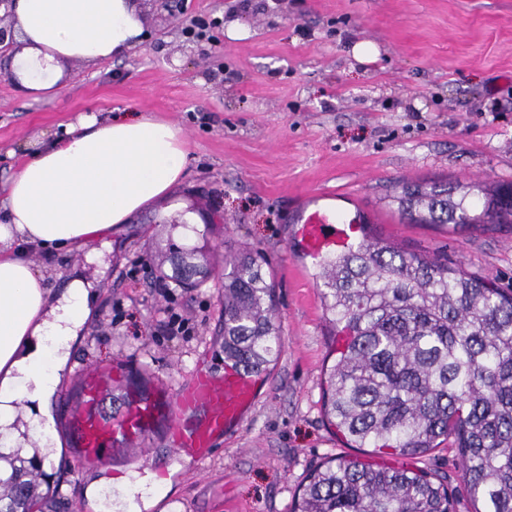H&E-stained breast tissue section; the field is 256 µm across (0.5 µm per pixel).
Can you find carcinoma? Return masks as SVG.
Listing matches in <instances>:
<instances>
[{
  "instance_id": "1",
  "label": "carcinoma",
  "mask_w": 512,
  "mask_h": 512,
  "mask_svg": "<svg viewBox=\"0 0 512 512\" xmlns=\"http://www.w3.org/2000/svg\"><path fill=\"white\" fill-rule=\"evenodd\" d=\"M415 224L466 228L512 224V183L474 200L436 186L404 190ZM184 248L175 287L210 276ZM318 278L332 352L325 413L354 448L416 456L448 442L458 449L473 500L512 512V289L488 276L365 235L325 254ZM281 353L273 288L255 256L224 259V360L263 371ZM39 451L0 450V512H44L48 474ZM292 512H456L448 488L405 464L336 458L306 477Z\"/></svg>"
}]
</instances>
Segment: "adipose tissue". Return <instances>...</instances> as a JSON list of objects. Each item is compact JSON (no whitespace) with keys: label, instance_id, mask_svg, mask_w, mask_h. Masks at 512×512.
<instances>
[{"label":"adipose tissue","instance_id":"obj_1","mask_svg":"<svg viewBox=\"0 0 512 512\" xmlns=\"http://www.w3.org/2000/svg\"><path fill=\"white\" fill-rule=\"evenodd\" d=\"M22 53L12 59L21 85L56 91L65 60L98 62L129 54L142 41L135 0H13ZM176 125L141 113L84 116L43 141L0 183V447L24 435L54 447L52 400L90 315L91 285L70 278L61 290L32 259L91 243L166 199L186 171Z\"/></svg>","mask_w":512,"mask_h":512}]
</instances>
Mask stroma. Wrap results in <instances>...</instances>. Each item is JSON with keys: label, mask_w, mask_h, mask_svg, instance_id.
Masks as SVG:
<instances>
[{"label": "stroma", "mask_w": 512, "mask_h": 512, "mask_svg": "<svg viewBox=\"0 0 512 512\" xmlns=\"http://www.w3.org/2000/svg\"><path fill=\"white\" fill-rule=\"evenodd\" d=\"M150 0L139 7L146 38L128 55L68 62L54 95L27 93L0 61V181L62 124L126 107L178 126L188 165L172 200L214 218L194 240L198 261L223 265L250 250L276 286L281 354L257 404L236 432L199 460L173 449L172 416L104 464L85 463L66 412L84 374L105 376L114 395L159 380L178 387L199 368L224 367V285L212 278L185 291L157 279L170 245L184 240L171 220L140 215L112 240L110 267L84 249L33 256L58 287L79 269L101 288L75 344L54 403L58 446L44 491L53 512H99L88 482L119 478L113 507L163 482L147 512H290L310 470L350 457L323 408L330 354L317 262L303 254L298 217L323 204L364 212L374 234L490 276L512 288V224L461 230L413 224L396 201L404 187L512 183V0ZM249 29L241 40L230 24ZM378 49L358 61L356 44ZM186 335L166 329L170 312ZM471 501L454 448L411 458Z\"/></svg>", "instance_id": "1"}]
</instances>
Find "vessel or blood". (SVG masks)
<instances>
[{"label": "vessel or blood", "instance_id": "b4317fda", "mask_svg": "<svg viewBox=\"0 0 512 512\" xmlns=\"http://www.w3.org/2000/svg\"><path fill=\"white\" fill-rule=\"evenodd\" d=\"M301 245L317 257L349 246L361 222L360 216L316 209L301 217ZM264 375L225 363L223 370H199L170 390L153 386L150 393L111 418L89 415L87 407L101 390L94 375L82 378V408L73 421L76 445L85 460L99 461L119 447L139 440L157 422L162 410L177 414L170 434L177 453L194 458L209 455L218 436L237 428L253 409Z\"/></svg>", "mask_w": 512, "mask_h": 512}]
</instances>
